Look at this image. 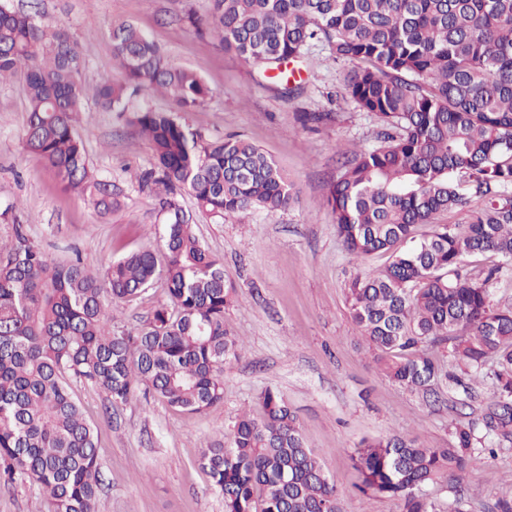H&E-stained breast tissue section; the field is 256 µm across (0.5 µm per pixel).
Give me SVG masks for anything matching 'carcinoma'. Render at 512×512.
<instances>
[{
  "label": "carcinoma",
  "instance_id": "obj_1",
  "mask_svg": "<svg viewBox=\"0 0 512 512\" xmlns=\"http://www.w3.org/2000/svg\"><path fill=\"white\" fill-rule=\"evenodd\" d=\"M182 20L267 70L317 44L354 64L345 95L383 131L371 149H338L345 162L328 204L351 255L389 261L350 282L349 314L378 369L412 392L434 396L448 379L439 348L471 380L490 369L484 425L512 442V309L491 303L500 268L464 264L484 253L512 260V0H209L205 13ZM112 44L122 78L98 85L102 108L128 111L130 88L167 93L185 112L209 96L200 76L134 25H114ZM84 66L63 24L0 5V82L25 85V146L105 216L119 204L116 191L91 167L75 128ZM132 123L157 164L141 181L164 192L162 254L130 252L101 279L78 259L49 260L21 224L11 242L0 241V479L37 485L48 512H96L101 485L97 432L71 382L90 383L113 403L142 387L188 413L224 399V361L242 347L224 324L231 289L177 192L221 224L295 203L274 160L241 138L208 142L149 109L133 111ZM441 211L462 221L433 224ZM419 224L433 229L416 241ZM159 276L169 303L135 331L112 328L103 293L136 296ZM260 403V417L235 423L229 447L200 455L224 512H345L344 492L306 446L284 395L269 388ZM476 442L471 423L456 425L446 448L398 435L365 439L352 454L354 489L396 499L401 512H439L429 489L449 482L462 491Z\"/></svg>",
  "mask_w": 512,
  "mask_h": 512
}]
</instances>
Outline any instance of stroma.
<instances>
[{
    "mask_svg": "<svg viewBox=\"0 0 512 512\" xmlns=\"http://www.w3.org/2000/svg\"><path fill=\"white\" fill-rule=\"evenodd\" d=\"M0 4L69 27L85 59L87 98L76 127L90 164L113 183L121 201L102 216L63 191L44 162L24 150V87L6 82L0 84V240L22 224L52 259L77 258L99 273L128 252L160 250V197L138 182L155 166L151 145L131 124L130 113L102 108L94 98L101 81L121 76L111 31L124 21L147 34L173 62L201 76L211 90L190 112L181 111L172 97L154 93H136L131 105L178 116L209 141L236 135L257 145L275 160L296 197L288 210L270 214L257 208L219 224L199 211L191 195H179L200 241L224 264L233 290L224 322L243 347L224 365L223 401L196 414L171 409L140 390L126 403L114 404L94 386L72 383L75 399L98 432L102 491L96 512H224L221 495L200 465V452L228 443L242 413L260 415L259 396L267 388L287 397L307 446L345 490L346 512H400L395 499L353 493L351 451L363 439L387 435L447 446L456 424L480 422L492 381L479 380L468 389L451 384L434 399L401 388L378 370L350 317L349 282L388 262L384 254L350 255L327 202L329 186L341 173L338 146L372 148L380 130L373 115L342 96L350 64L333 61L319 44L289 82L265 76L259 66L182 24L188 10L205 13L208 0ZM314 112L324 114V121L305 123V114ZM168 300L163 282H155L114 304V323L139 327ZM431 494L443 507L458 497L462 512H491L496 500L512 498V443L496 454H479L463 496L447 485Z\"/></svg>",
    "mask_w": 512,
    "mask_h": 512,
    "instance_id": "1",
    "label": "stroma"
}]
</instances>
